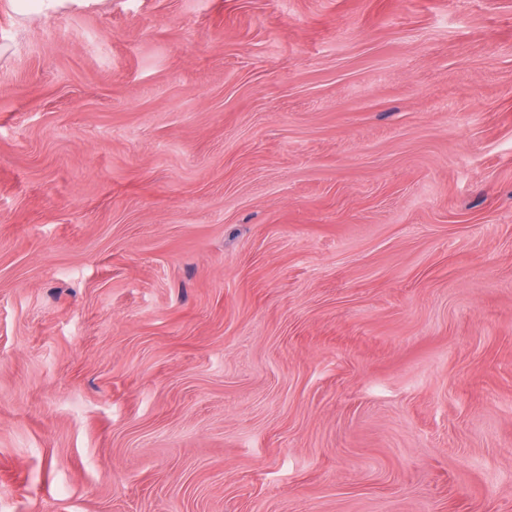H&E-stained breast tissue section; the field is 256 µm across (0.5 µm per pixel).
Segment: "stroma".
<instances>
[{"mask_svg": "<svg viewBox=\"0 0 512 512\" xmlns=\"http://www.w3.org/2000/svg\"><path fill=\"white\" fill-rule=\"evenodd\" d=\"M0 512H512V0H0Z\"/></svg>", "mask_w": 512, "mask_h": 512, "instance_id": "obj_1", "label": "stroma"}]
</instances>
